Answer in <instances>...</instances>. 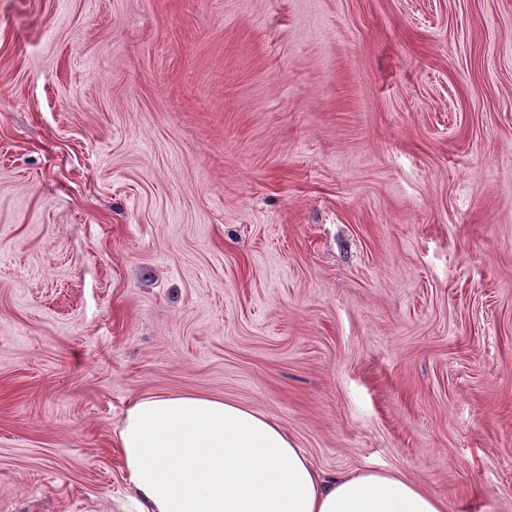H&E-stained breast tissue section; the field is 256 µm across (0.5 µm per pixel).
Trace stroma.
<instances>
[{"label": "stroma", "instance_id": "1", "mask_svg": "<svg viewBox=\"0 0 512 512\" xmlns=\"http://www.w3.org/2000/svg\"><path fill=\"white\" fill-rule=\"evenodd\" d=\"M178 393L512 512V0H0V512Z\"/></svg>", "mask_w": 512, "mask_h": 512}]
</instances>
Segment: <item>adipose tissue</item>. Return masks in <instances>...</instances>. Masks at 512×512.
Here are the masks:
<instances>
[{
	"instance_id": "obj_1",
	"label": "adipose tissue",
	"mask_w": 512,
	"mask_h": 512,
	"mask_svg": "<svg viewBox=\"0 0 512 512\" xmlns=\"http://www.w3.org/2000/svg\"><path fill=\"white\" fill-rule=\"evenodd\" d=\"M119 446L139 512H446L398 472L323 473L274 418L224 399L135 398Z\"/></svg>"
}]
</instances>
